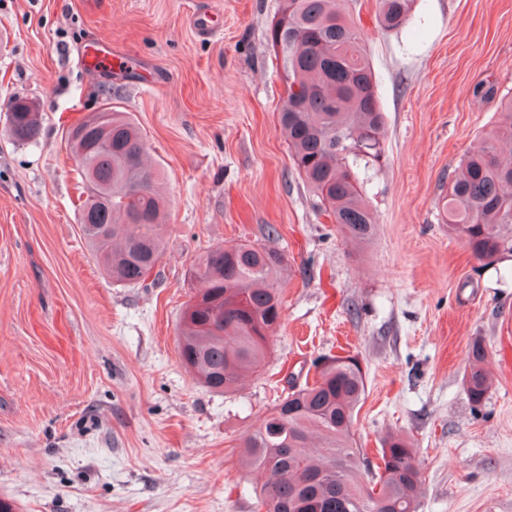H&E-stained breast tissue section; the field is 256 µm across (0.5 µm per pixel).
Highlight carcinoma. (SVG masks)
Segmentation results:
<instances>
[{
  "label": "carcinoma",
  "mask_w": 512,
  "mask_h": 512,
  "mask_svg": "<svg viewBox=\"0 0 512 512\" xmlns=\"http://www.w3.org/2000/svg\"><path fill=\"white\" fill-rule=\"evenodd\" d=\"M413 2L377 0L378 25L403 28ZM266 38L288 88L279 124L295 169L319 214L349 239L371 240L377 222L359 169L379 162L386 121L347 0H280ZM7 120L14 139L30 140L39 130V106L14 96ZM74 129L82 135L69 131L65 140L87 193L77 217L83 237L112 282L144 285L163 254L166 204L142 131L110 102ZM442 211L477 260L512 252V101L462 160ZM279 239L278 227L268 224L262 240L217 246L191 268V278L205 284L199 296L207 306L198 320L181 323L179 355L212 391H233L266 365L288 269V254L275 247ZM486 359L484 343L474 340L464 386L476 405L492 389ZM366 390L355 358L329 356L247 433L241 462L266 475L260 490L266 512H418L420 469L404 437L387 434L370 486L359 482L364 449L354 424Z\"/></svg>",
  "instance_id": "carcinoma-1"
}]
</instances>
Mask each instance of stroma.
<instances>
[{"instance_id": "stroma-1", "label": "stroma", "mask_w": 512, "mask_h": 512, "mask_svg": "<svg viewBox=\"0 0 512 512\" xmlns=\"http://www.w3.org/2000/svg\"><path fill=\"white\" fill-rule=\"evenodd\" d=\"M279 0H0V498L20 512H257L241 439L324 355L356 357L370 462L410 438L418 512H512V253L472 258L441 221L461 159L512 98V0H415L377 27L352 0L385 113L363 192L378 228L345 238L319 215L278 128L286 86L266 31ZM101 38L127 58L90 77ZM37 101L35 140L3 109ZM162 170L165 249L149 288L112 283L76 222L64 136L105 102ZM277 225L290 269L267 365L211 392L179 357L192 262ZM492 394L464 389L474 340Z\"/></svg>"}]
</instances>
